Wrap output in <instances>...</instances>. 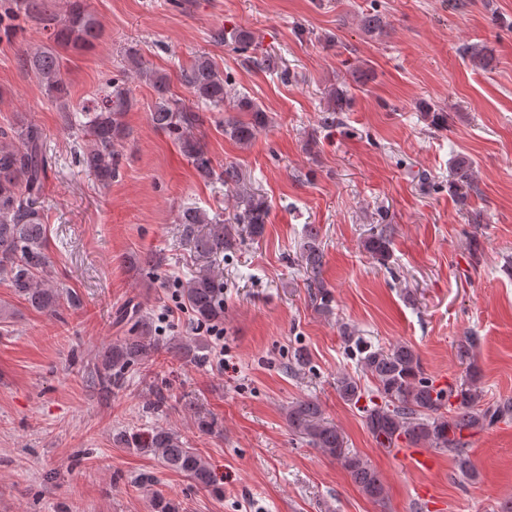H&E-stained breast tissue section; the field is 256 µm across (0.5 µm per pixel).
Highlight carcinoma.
Listing matches in <instances>:
<instances>
[{"instance_id":"carcinoma-1","label":"carcinoma","mask_w":512,"mask_h":512,"mask_svg":"<svg viewBox=\"0 0 512 512\" xmlns=\"http://www.w3.org/2000/svg\"><path fill=\"white\" fill-rule=\"evenodd\" d=\"M67 16L56 22L48 12L44 0H0V33L11 39L23 27L20 20H38L49 32L53 44L20 55L21 65L33 71L47 94L64 112L65 124L77 127L82 133L84 147L81 163L85 170L101 183L112 181L119 161V148L126 137L122 121L130 109L127 90L111 81L113 91L101 101L94 112L86 114V121L72 112L70 87L61 67V56L56 48L78 49L91 44L98 35V22L88 11L85 0H66ZM211 40L217 44H231L245 53L250 49L253 33L242 28L228 32L218 28ZM463 53L474 66L486 67L492 50L485 45L467 46ZM137 72L153 87L156 102L150 120L153 126L176 136L183 152L191 160L197 174L210 180L219 176L224 187L242 199L234 221L224 222L221 215H209L197 206H185L179 212L178 223L185 236L191 239L196 252L217 254L234 250L243 237H263L269 220V205L258 194L247 192L241 171L233 164L216 173L213 160L192 134L203 123L204 116L181 106L170 93L167 75L139 66ZM181 83L205 105L206 111H220L225 102L232 103L236 112H245L249 119L228 117L224 120V134L236 143L248 146L269 121L263 108L252 98L242 95L228 98L227 81L207 57H200L180 73ZM349 106L344 92L334 91L326 108L324 123L339 125L340 113ZM47 135L33 122L17 129L0 128V275L9 278L15 294L31 307L52 311L59 292L53 288L46 255L45 227L40 222V204L44 193L51 157L46 151ZM476 175L466 158L453 161L448 180V192L455 202L466 208L468 222L484 223L483 211L468 207L471 193L477 192ZM392 240L383 229H373L363 240L362 247L381 264L390 258ZM298 262L307 273V285L314 289L313 301L318 306H329L327 286L322 278L324 250L320 229L315 224L304 228V244ZM177 296L188 305L193 320L198 324L214 325L224 320V286L219 275L210 269L195 272L178 284ZM130 324L128 336L113 345L94 365L89 382L110 392L120 388L126 373L141 364L158 346L150 322L140 316L137 307L125 312ZM343 339L348 349L356 351L358 362L373 381L368 389L360 381L344 374L336 380L339 397L353 404L367 399L362 407L368 432L378 447L392 450L404 442L413 448H428L436 453L452 456L456 469L462 475L474 478L477 469L468 453V438L499 423L512 420V400L483 403V389L474 350L479 337L464 336L457 344V356L466 363V377L461 382L441 386L427 376L420 353L406 343L389 347L368 345L355 336V330L346 326ZM169 351L180 359H194L200 344L189 339L169 343ZM288 427L311 446L342 464L353 482L370 499L381 502L387 491L377 471L359 454L350 451L342 431L324 416L320 403L301 398L286 408ZM137 450L151 453L166 468L182 473L194 485L210 488L215 478L208 463L190 448L177 431L156 427L138 442Z\"/></svg>"}]
</instances>
